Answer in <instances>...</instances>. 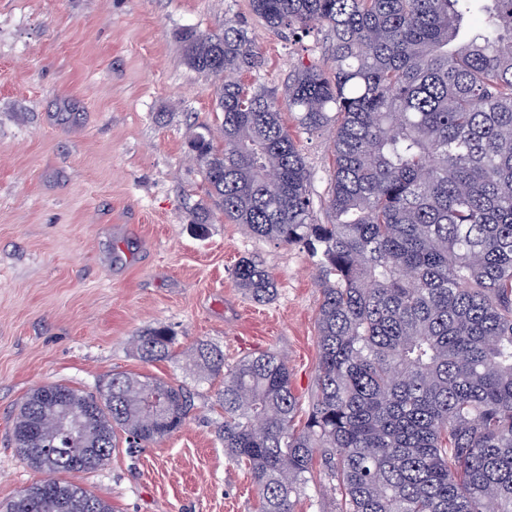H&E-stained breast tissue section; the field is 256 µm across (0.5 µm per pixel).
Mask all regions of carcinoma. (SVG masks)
<instances>
[{"label":"carcinoma","instance_id":"1","mask_svg":"<svg viewBox=\"0 0 512 512\" xmlns=\"http://www.w3.org/2000/svg\"><path fill=\"white\" fill-rule=\"evenodd\" d=\"M250 6L280 35L326 30L333 68L300 69L279 93L243 81L262 60L239 22L186 29L184 61L218 80L224 133L222 148L207 128L189 149L226 221L313 261L319 361L297 429L281 355L230 366L194 345L198 381L224 376V450L248 470L260 512H295L313 484L339 512H512V0ZM285 111L308 135L331 133L323 220ZM234 279L257 302L275 295L256 258ZM175 341L160 326L135 348L149 362ZM188 409L183 387L125 372L94 392L33 390L13 440L47 477L5 512H113L57 475L100 468L120 432L131 448L162 440Z\"/></svg>","mask_w":512,"mask_h":512}]
</instances>
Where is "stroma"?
Wrapping results in <instances>:
<instances>
[{
  "mask_svg": "<svg viewBox=\"0 0 512 512\" xmlns=\"http://www.w3.org/2000/svg\"><path fill=\"white\" fill-rule=\"evenodd\" d=\"M245 24L263 63L248 83L281 88L310 65L331 69L324 32L272 33L250 0H0V505L41 480L11 441L12 420L38 386L95 390L112 373L183 386L192 407L160 442L119 443L108 463L70 479L114 512H258L247 471L224 452L222 379L197 383L187 351L207 342L227 364L282 354L304 410L316 388L322 300L301 249L225 221L188 140L219 134L212 78L184 62L179 34ZM321 196L328 137L299 135ZM210 220L197 227L200 207ZM255 256L277 294L253 301L235 284ZM176 336L171 355L143 361L145 330Z\"/></svg>",
  "mask_w": 512,
  "mask_h": 512,
  "instance_id": "obj_1",
  "label": "stroma"
}]
</instances>
